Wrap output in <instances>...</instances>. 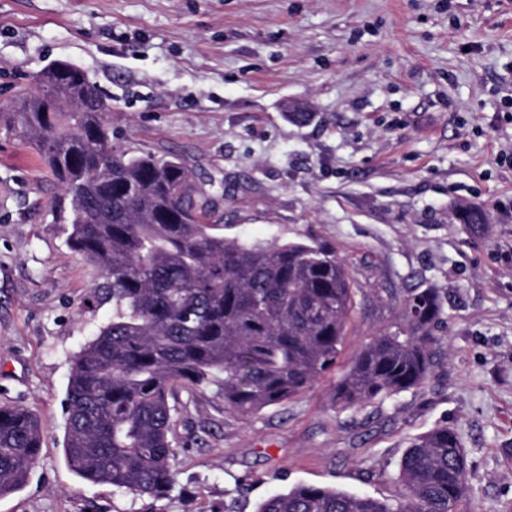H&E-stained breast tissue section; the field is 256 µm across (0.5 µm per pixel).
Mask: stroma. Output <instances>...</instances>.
Returning a JSON list of instances; mask_svg holds the SVG:
<instances>
[{
    "label": "stroma",
    "mask_w": 512,
    "mask_h": 512,
    "mask_svg": "<svg viewBox=\"0 0 512 512\" xmlns=\"http://www.w3.org/2000/svg\"><path fill=\"white\" fill-rule=\"evenodd\" d=\"M58 59L108 97L115 146L178 155L211 184L226 237L334 249L355 307L313 388L248 418L217 386L197 394L168 498L84 481L63 400L112 304L67 244L69 198L0 139V405L42 428L0 512H256L299 483L388 498L410 440L440 425L467 453L470 512H512V0H0V102ZM470 204L485 234L458 220ZM408 288L444 297L430 380L336 409L337 378Z\"/></svg>",
    "instance_id": "obj_1"
}]
</instances>
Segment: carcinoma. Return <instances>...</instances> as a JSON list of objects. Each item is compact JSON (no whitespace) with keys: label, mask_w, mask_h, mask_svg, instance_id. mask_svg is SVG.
Returning <instances> with one entry per match:
<instances>
[{"label":"carcinoma","mask_w":512,"mask_h":512,"mask_svg":"<svg viewBox=\"0 0 512 512\" xmlns=\"http://www.w3.org/2000/svg\"><path fill=\"white\" fill-rule=\"evenodd\" d=\"M21 88L0 133L26 141L70 198V248L104 281L94 296L112 318L73 361L64 455L80 477L133 496L164 498L176 472L175 390L191 395L222 376L224 408L247 418L310 389L336 367L356 282L336 251L314 241L224 237L211 199L178 161L112 145L111 106L64 60ZM458 219L480 232L488 214ZM445 322L435 288L410 289L398 320L363 341L336 380L340 410L420 388ZM34 413L0 406V496L20 489L40 457ZM469 464L444 425L416 437L390 499L299 483L257 512H463Z\"/></svg>","instance_id":"carcinoma-1"}]
</instances>
